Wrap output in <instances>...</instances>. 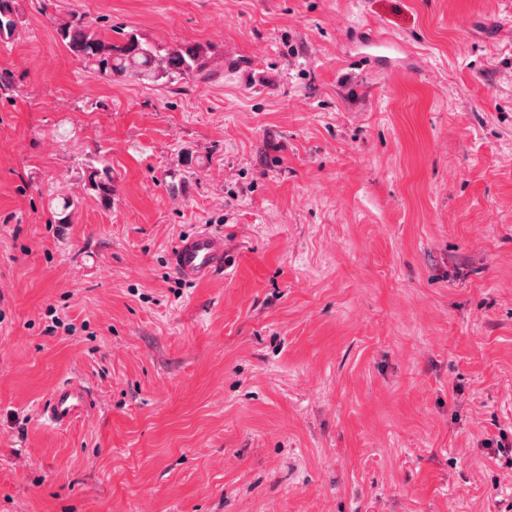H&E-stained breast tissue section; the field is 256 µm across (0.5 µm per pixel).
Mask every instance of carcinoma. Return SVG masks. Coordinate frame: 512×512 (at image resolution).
Wrapping results in <instances>:
<instances>
[{
  "instance_id": "obj_1",
  "label": "carcinoma",
  "mask_w": 512,
  "mask_h": 512,
  "mask_svg": "<svg viewBox=\"0 0 512 512\" xmlns=\"http://www.w3.org/2000/svg\"><path fill=\"white\" fill-rule=\"evenodd\" d=\"M24 23L21 0H0V41L7 42ZM98 25L91 17L72 15L56 26V33L71 57L89 67L94 78H116L143 83H178L187 78L207 77L208 52L200 44L168 48L140 40L137 35ZM85 193L105 205L112 204V166L91 154L80 175ZM79 200L62 197L55 210V223L68 224Z\"/></svg>"
}]
</instances>
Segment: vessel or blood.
Instances as JSON below:
<instances>
[{
	"label": "vessel or blood",
	"instance_id": "obj_1",
	"mask_svg": "<svg viewBox=\"0 0 512 512\" xmlns=\"http://www.w3.org/2000/svg\"><path fill=\"white\" fill-rule=\"evenodd\" d=\"M171 266L182 278L202 282L224 269V238L207 231L181 238L170 257ZM89 395L84 386L60 385L43 408L44 420L59 427L71 422L86 407Z\"/></svg>",
	"mask_w": 512,
	"mask_h": 512
}]
</instances>
